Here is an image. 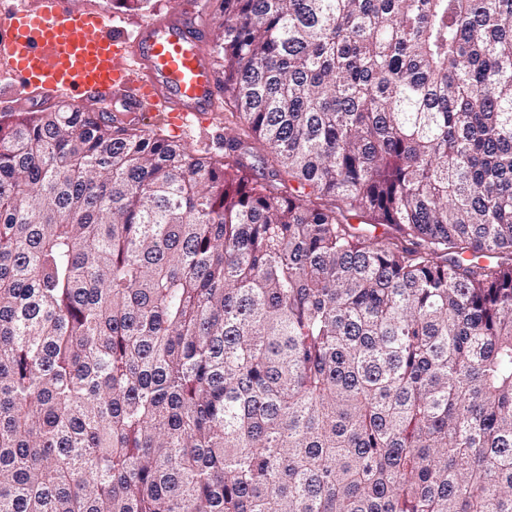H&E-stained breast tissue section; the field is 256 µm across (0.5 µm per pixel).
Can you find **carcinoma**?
<instances>
[{"instance_id":"1","label":"carcinoma","mask_w":512,"mask_h":512,"mask_svg":"<svg viewBox=\"0 0 512 512\" xmlns=\"http://www.w3.org/2000/svg\"><path fill=\"white\" fill-rule=\"evenodd\" d=\"M221 7L223 163L0 113V512H512V0Z\"/></svg>"}]
</instances>
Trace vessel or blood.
I'll use <instances>...</instances> for the list:
<instances>
[{
	"mask_svg": "<svg viewBox=\"0 0 512 512\" xmlns=\"http://www.w3.org/2000/svg\"><path fill=\"white\" fill-rule=\"evenodd\" d=\"M69 0H40L0 9V93L69 92L74 103L110 97L134 84L123 110L137 118L142 100L164 99L172 120L216 116L222 89L202 49L205 26L173 12L127 30L97 10Z\"/></svg>",
	"mask_w": 512,
	"mask_h": 512,
	"instance_id": "b4317fda",
	"label": "vessel or blood"
}]
</instances>
